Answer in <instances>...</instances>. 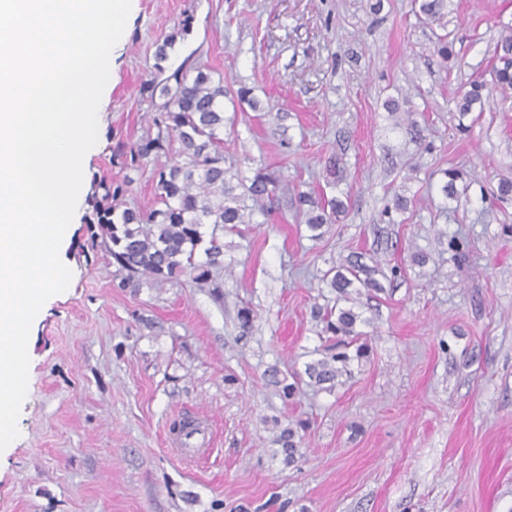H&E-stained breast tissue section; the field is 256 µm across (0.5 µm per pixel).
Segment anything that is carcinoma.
<instances>
[{"label":"carcinoma","mask_w":512,"mask_h":512,"mask_svg":"<svg viewBox=\"0 0 512 512\" xmlns=\"http://www.w3.org/2000/svg\"><path fill=\"white\" fill-rule=\"evenodd\" d=\"M445 8L446 0H421L419 11L435 21L444 17ZM174 42L170 36L157 46L154 72L142 84L150 101L162 99L150 117L151 131L117 146L129 171L142 174L154 164L156 205L145 209L127 205L125 195L134 183L128 175L116 184L94 181L89 196L87 223L98 226L118 266L119 288L174 282L184 274L198 285L209 283L211 268L224 265V242L218 232L253 223L255 214H267L278 194L288 192V180L280 172L264 167L247 177L224 168V124L236 119L224 115V78H214L212 70L201 64L182 63L166 73L163 63L169 60L168 49ZM490 76L491 84L474 81L459 93L458 112L465 115L473 111L484 90L490 95L499 92L504 101L512 94V32L500 37ZM239 187L243 192H236ZM298 202L308 206L305 224L315 237L344 211L342 200L323 193L314 198L300 192ZM200 249L205 255L203 261L196 260ZM378 273V267L352 255L324 275L327 287L345 306L319 313L317 318L323 323L322 332L335 336L337 346L344 351L306 366L305 373L314 383L332 385L351 374L352 361L368 357L369 345L360 341L362 333L357 330L364 322L357 296L363 289L382 291ZM300 428L305 425L289 426L274 440L290 463L300 452Z\"/></svg>","instance_id":"cac0c4a2"}]
</instances>
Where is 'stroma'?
<instances>
[{
	"instance_id": "obj_1",
	"label": "stroma",
	"mask_w": 512,
	"mask_h": 512,
	"mask_svg": "<svg viewBox=\"0 0 512 512\" xmlns=\"http://www.w3.org/2000/svg\"><path fill=\"white\" fill-rule=\"evenodd\" d=\"M508 29L512 0H448L434 23L414 0H133L88 175L122 180L112 152L147 132L141 85L172 35L168 68L207 65L262 105L225 127V167L283 170L348 209L313 239L280 196L225 231L212 285L133 289L114 287L79 203L69 286L31 326L0 512H512V199L496 195L512 178V107H456ZM450 167L455 201L441 192ZM354 253L384 290L360 297L369 359L327 389L305 374L332 343L313 312L335 306L323 275ZM278 376L297 379L291 400ZM189 415L213 434L186 459L172 427ZM300 420L289 465L274 439Z\"/></svg>"
}]
</instances>
